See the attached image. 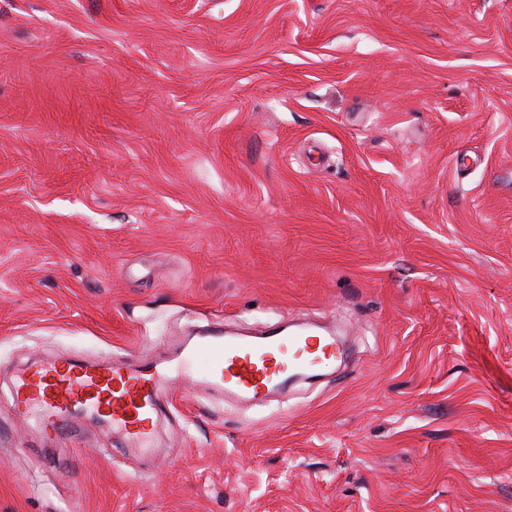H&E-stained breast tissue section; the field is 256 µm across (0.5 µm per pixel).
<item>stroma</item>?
<instances>
[{
  "instance_id": "35a3bbf8",
  "label": "stroma",
  "mask_w": 512,
  "mask_h": 512,
  "mask_svg": "<svg viewBox=\"0 0 512 512\" xmlns=\"http://www.w3.org/2000/svg\"><path fill=\"white\" fill-rule=\"evenodd\" d=\"M300 322L350 359L145 452L13 408ZM0 512H512V0H0Z\"/></svg>"
}]
</instances>
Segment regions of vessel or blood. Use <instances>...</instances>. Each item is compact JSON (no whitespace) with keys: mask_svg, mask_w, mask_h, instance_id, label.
Listing matches in <instances>:
<instances>
[{"mask_svg":"<svg viewBox=\"0 0 512 512\" xmlns=\"http://www.w3.org/2000/svg\"><path fill=\"white\" fill-rule=\"evenodd\" d=\"M335 354L332 336L282 330L230 336L215 325L200 331L171 361L131 365L56 358L31 364L15 381L13 405L57 438L72 436L80 421L95 418L144 448L168 384L201 382L230 398L258 399L286 387L296 375H315Z\"/></svg>","mask_w":512,"mask_h":512,"instance_id":"b4317fda","label":"vessel or blood"}]
</instances>
